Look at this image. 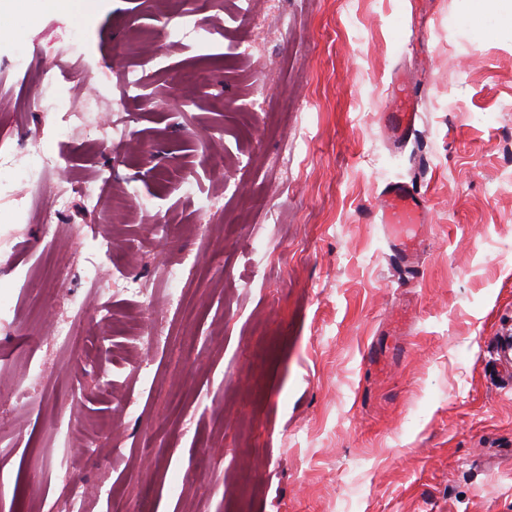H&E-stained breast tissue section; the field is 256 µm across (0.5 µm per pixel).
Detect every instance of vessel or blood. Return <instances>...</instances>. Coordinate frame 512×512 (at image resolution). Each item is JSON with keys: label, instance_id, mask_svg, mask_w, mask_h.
I'll return each instance as SVG.
<instances>
[{"label": "vessel or blood", "instance_id": "1", "mask_svg": "<svg viewBox=\"0 0 512 512\" xmlns=\"http://www.w3.org/2000/svg\"><path fill=\"white\" fill-rule=\"evenodd\" d=\"M417 97V88L409 87L403 97L395 100L393 110L386 112L387 128L394 142H403L414 133ZM428 221L426 200L412 185L399 182L385 188L380 222L386 229L398 260H406L411 252L409 231L412 226Z\"/></svg>", "mask_w": 512, "mask_h": 512}]
</instances>
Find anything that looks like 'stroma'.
<instances>
[{"mask_svg": "<svg viewBox=\"0 0 512 512\" xmlns=\"http://www.w3.org/2000/svg\"><path fill=\"white\" fill-rule=\"evenodd\" d=\"M189 11L205 41L167 36ZM495 23L470 0H102L83 28L19 21L0 152L22 165L42 133L68 184L106 173L119 197L102 224L76 197L56 212L49 186L0 196V512H51L77 482L82 512H512V36ZM202 61L205 96L185 82ZM126 69L144 77L133 101ZM48 71L82 108L60 143ZM401 74L422 92L396 144L381 107ZM393 182L429 208L409 268L378 222ZM92 232L143 296L98 310ZM181 262L196 274L177 309ZM74 299L96 340L62 347L52 322Z\"/></svg>", "mask_w": 512, "mask_h": 512, "instance_id": "1", "label": "stroma"}]
</instances>
